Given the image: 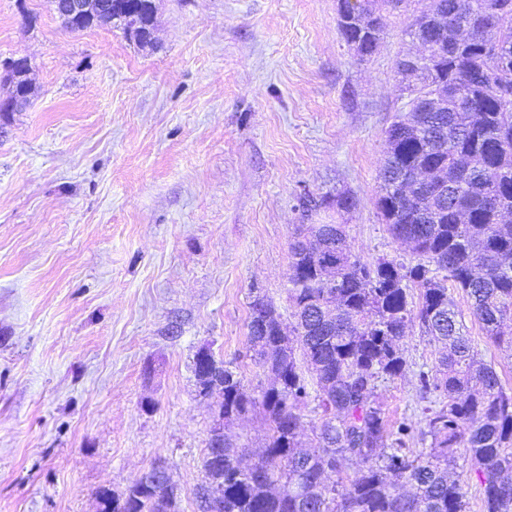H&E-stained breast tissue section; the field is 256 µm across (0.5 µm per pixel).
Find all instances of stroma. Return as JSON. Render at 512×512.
Here are the masks:
<instances>
[{"instance_id": "stroma-1", "label": "stroma", "mask_w": 512, "mask_h": 512, "mask_svg": "<svg viewBox=\"0 0 512 512\" xmlns=\"http://www.w3.org/2000/svg\"><path fill=\"white\" fill-rule=\"evenodd\" d=\"M142 46L112 26L72 33L46 0H0V61L32 91L0 112V512H95L157 459L197 512L210 349L260 391L250 305L287 313L296 224L343 221L362 260L409 262L377 209L386 130L404 101L403 15L359 61L338 0H156ZM354 211L302 217L300 194ZM450 295L485 361H512ZM390 422L420 421L414 373L380 383ZM299 207L302 209L303 216H309L308 213L317 211L321 208L336 207V213L340 215L349 214L357 207L356 198L349 192H336V195L325 193L319 198L305 193L298 198Z\"/></svg>"}]
</instances>
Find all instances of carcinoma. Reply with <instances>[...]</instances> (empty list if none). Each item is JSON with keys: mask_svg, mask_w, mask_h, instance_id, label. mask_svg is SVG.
<instances>
[{"mask_svg": "<svg viewBox=\"0 0 512 512\" xmlns=\"http://www.w3.org/2000/svg\"><path fill=\"white\" fill-rule=\"evenodd\" d=\"M111 25L151 42L154 0H116ZM359 0L338 4V27L359 59L384 39L381 11L411 14L403 33L420 46L396 62L407 94L386 131L377 207L389 233L424 263L364 262L346 225L301 224L288 243L289 322L263 298L251 304L248 351L272 381L256 396L238 373L214 361L224 384V423L257 408L269 426L251 461L239 444L207 446L205 483L218 512H468L459 460L478 477L484 512H512V391L464 331L448 283L471 300L486 338L512 358V0ZM303 215L357 207L348 192L298 198ZM418 294H413V290ZM438 347L419 366L424 426L393 425L378 383L411 364L400 349L407 328ZM320 420L304 440L302 408ZM418 433L426 448H407ZM359 468L343 475L345 462ZM178 498L171 478H138L99 492L100 512H167Z\"/></svg>", "mask_w": 512, "mask_h": 512, "instance_id": "carcinoma-1", "label": "carcinoma"}]
</instances>
